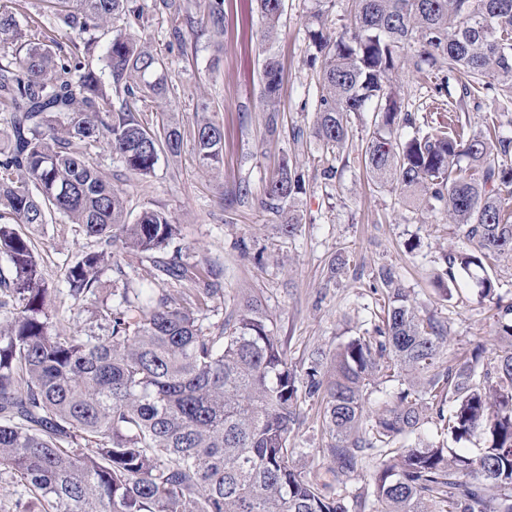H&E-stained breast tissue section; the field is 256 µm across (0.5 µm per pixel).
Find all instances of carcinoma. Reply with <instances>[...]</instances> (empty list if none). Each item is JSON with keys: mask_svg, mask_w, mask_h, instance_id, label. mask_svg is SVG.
<instances>
[{"mask_svg": "<svg viewBox=\"0 0 512 512\" xmlns=\"http://www.w3.org/2000/svg\"><path fill=\"white\" fill-rule=\"evenodd\" d=\"M77 34L111 37L97 71L79 57L57 55L53 41L22 32L14 7L0 3V110L8 113L0 148V469L24 485L40 512H512V306L500 315L502 350L483 349L445 365L444 325L425 318L391 269L378 278L388 298L379 338L336 348L321 371V353L300 376L256 299L232 306L222 321L214 272L181 260L158 267L194 287L112 290L101 279L111 248L152 255L179 236L164 210L147 207L126 221L123 192L90 162L105 145L132 173L147 177L162 153L185 141L199 164L224 165L223 127L205 113L185 127L159 119L152 128L131 109L104 112L110 96H161L158 54L116 22L144 19L137 0H48ZM260 40L280 33L284 0H256ZM354 22L327 32L332 0H315L308 39L319 67L313 136L334 155L347 151L354 119L372 113V134L358 160L380 191L443 205L463 246L445 256L460 274L496 296L489 263L512 257V139L500 136L512 100V0H349ZM415 47L413 65L457 95L421 97L415 111L393 90L390 75ZM266 131L279 134L283 71L267 54L262 71ZM507 89L508 101L499 102ZM483 128L459 113L484 98ZM447 108L449 121L416 128L418 113ZM468 160L462 167L460 161ZM304 179L282 160L258 206L292 237ZM59 213L90 242L65 274L67 295L92 306L97 329L53 321L51 291L28 238L15 228L48 223ZM391 372L406 383L396 398L365 408L370 387ZM321 398V422L336 485L299 467L293 433L302 405ZM455 406L445 413L446 402ZM436 421L455 443L479 441L468 457L430 441ZM374 461L371 482L351 495L343 476Z\"/></svg>", "mask_w": 512, "mask_h": 512, "instance_id": "carcinoma-1", "label": "carcinoma"}]
</instances>
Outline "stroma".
<instances>
[{"label": "stroma", "mask_w": 512, "mask_h": 512, "mask_svg": "<svg viewBox=\"0 0 512 512\" xmlns=\"http://www.w3.org/2000/svg\"><path fill=\"white\" fill-rule=\"evenodd\" d=\"M144 22L132 30L165 62L172 95L148 100L146 119L155 109L174 114L191 125L202 102L214 109L224 128V166L202 169L192 146L181 156L160 155L153 173L132 174L108 148L93 161L105 178L122 190L130 217L146 207L169 213L180 226L174 246L184 262L210 266L221 273L224 294L215 306L249 295L261 298L288 358L298 373L311 365L314 350H335L359 336L376 335L387 307L377 286L379 268L393 270L414 298L421 314L448 330L446 360L469 355L484 346L486 357L499 350L496 326L499 307L512 305V259L496 263V301L480 299L465 278L439 289L445 277V254L459 245L454 225L443 214L429 215L398 193L378 192L368 183L356 159L333 160L310 136L317 104V73L307 64L311 52L307 19L311 0H285L283 27L273 45L261 43L260 17L253 0H223L224 28L207 22L212 0H184L185 11L171 19L159 0H138ZM22 29L56 43L59 55L70 56L80 38L45 10L42 0H16ZM275 52L284 68L278 121L281 133L269 136L263 110L261 65ZM305 133L294 141L293 129ZM291 158L305 176L297 200L303 225L297 236L278 233L276 218L261 210L258 199L282 158ZM249 191L246 203L228 206L225 198L236 187ZM39 259L45 280L54 290V318L74 328L87 327L91 308L66 294L67 268L89 245L79 225L62 215L33 229L20 226ZM339 266L332 274L331 266ZM160 288L177 293L181 286L158 275L154 262L120 253L118 268L106 271L102 286ZM305 422L295 433L300 463L314 474H327L329 438L320 421V405L303 406Z\"/></svg>", "instance_id": "obj_1"}]
</instances>
